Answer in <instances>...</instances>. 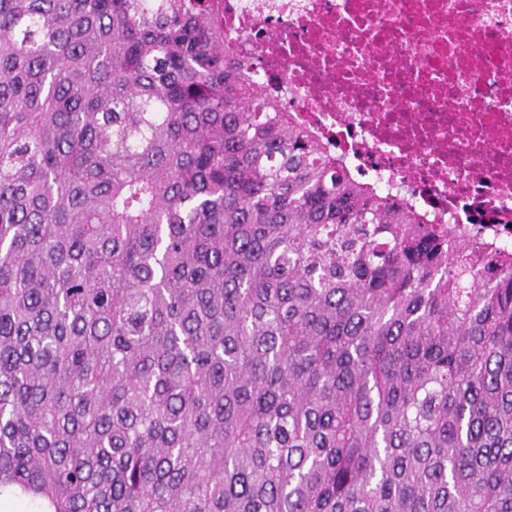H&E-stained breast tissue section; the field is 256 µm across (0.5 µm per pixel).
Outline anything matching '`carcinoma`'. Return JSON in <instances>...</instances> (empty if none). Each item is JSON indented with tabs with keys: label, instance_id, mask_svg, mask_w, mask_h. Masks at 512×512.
<instances>
[{
	"label": "carcinoma",
	"instance_id": "cac0c4a2",
	"mask_svg": "<svg viewBox=\"0 0 512 512\" xmlns=\"http://www.w3.org/2000/svg\"><path fill=\"white\" fill-rule=\"evenodd\" d=\"M256 67L217 0H0V498L512 512V253Z\"/></svg>",
	"mask_w": 512,
	"mask_h": 512
}]
</instances>
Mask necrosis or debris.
<instances>
[{"label": "necrosis or debris", "instance_id": "obj_1", "mask_svg": "<svg viewBox=\"0 0 512 512\" xmlns=\"http://www.w3.org/2000/svg\"><path fill=\"white\" fill-rule=\"evenodd\" d=\"M296 122L432 224L512 252V0H224Z\"/></svg>", "mask_w": 512, "mask_h": 512}]
</instances>
